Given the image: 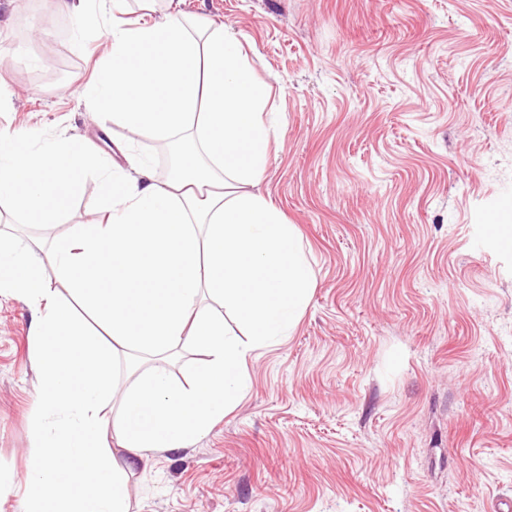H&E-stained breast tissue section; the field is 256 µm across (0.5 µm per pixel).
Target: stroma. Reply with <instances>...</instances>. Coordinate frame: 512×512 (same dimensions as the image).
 Wrapping results in <instances>:
<instances>
[{"label":"stroma","instance_id":"35a3bbf8","mask_svg":"<svg viewBox=\"0 0 512 512\" xmlns=\"http://www.w3.org/2000/svg\"><path fill=\"white\" fill-rule=\"evenodd\" d=\"M231 26L275 125L261 193L303 235L316 287L248 358L244 398L129 477L130 512H496L512 499V0H181ZM100 38L0 0V132L83 139L171 170L74 92ZM44 246L96 218V174ZM33 307L0 295V512H21L40 372Z\"/></svg>","mask_w":512,"mask_h":512}]
</instances>
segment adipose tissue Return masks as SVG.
I'll return each instance as SVG.
<instances>
[{"mask_svg": "<svg viewBox=\"0 0 512 512\" xmlns=\"http://www.w3.org/2000/svg\"><path fill=\"white\" fill-rule=\"evenodd\" d=\"M106 0H51L79 32L104 30L107 52L80 96L102 123L160 142H187L173 176L146 163L103 169L100 152L66 137L19 148L0 134V210L54 224L77 193V175L100 172L103 218L72 225L44 254L0 236V294L36 309L32 342L40 390L22 512H128L129 470L185 449L233 410L246 362L297 325L315 288L297 225L258 186L271 128L266 90L230 26L171 13L136 24ZM215 306L202 305V293ZM156 356L119 388L116 347ZM193 347L206 360L190 383L161 357ZM113 419L102 407L114 395ZM124 453L116 459L109 445Z\"/></svg>", "mask_w": 512, "mask_h": 512, "instance_id": "ef3b65f1", "label": "adipose tissue"}]
</instances>
